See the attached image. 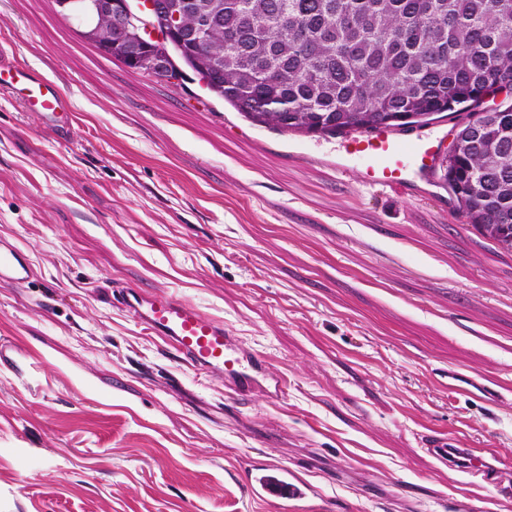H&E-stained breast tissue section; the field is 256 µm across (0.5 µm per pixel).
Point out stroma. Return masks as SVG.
<instances>
[{"label":"stroma","instance_id":"obj_1","mask_svg":"<svg viewBox=\"0 0 512 512\" xmlns=\"http://www.w3.org/2000/svg\"><path fill=\"white\" fill-rule=\"evenodd\" d=\"M56 0H0V56L70 100L66 132L0 90V512H512L420 448L447 432L512 463V251L425 193L338 174L339 139L251 124L134 74ZM176 295L266 354L285 394L237 399L118 304ZM452 367L507 391L449 392ZM251 491L266 500L288 503L306 497L310 487L297 480L294 475L273 469L255 475L251 481Z\"/></svg>","mask_w":512,"mask_h":512}]
</instances>
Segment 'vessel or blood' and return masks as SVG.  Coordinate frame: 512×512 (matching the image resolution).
Wrapping results in <instances>:
<instances>
[{
  "instance_id": "b4317fda",
  "label": "vessel or blood",
  "mask_w": 512,
  "mask_h": 512,
  "mask_svg": "<svg viewBox=\"0 0 512 512\" xmlns=\"http://www.w3.org/2000/svg\"><path fill=\"white\" fill-rule=\"evenodd\" d=\"M1 87L21 91L26 108L40 113L57 129H64L70 103L51 80L30 67L0 60ZM344 138V152L336 158L337 172L358 170L364 183L371 187L404 189L427 182L441 153L439 138L414 136L387 127L354 130L345 133ZM120 300L138 324L169 342L199 373L223 377L225 387L238 397L247 398L256 392L283 396L286 381L272 372L266 357L246 347L223 322L202 315L172 295L149 296L129 289ZM445 376L453 380L454 392L468 396L476 391L481 399L491 401L503 397L501 391L487 384L474 389L463 386V375L457 370H448ZM454 444L452 437L437 431L421 440L424 452L445 468L452 465L448 450ZM466 454L467 471L473 478L493 485L501 494H512L511 464L490 448H470ZM251 490L263 499L287 503L306 497L309 487L285 472L269 469L253 477Z\"/></svg>"
}]
</instances>
